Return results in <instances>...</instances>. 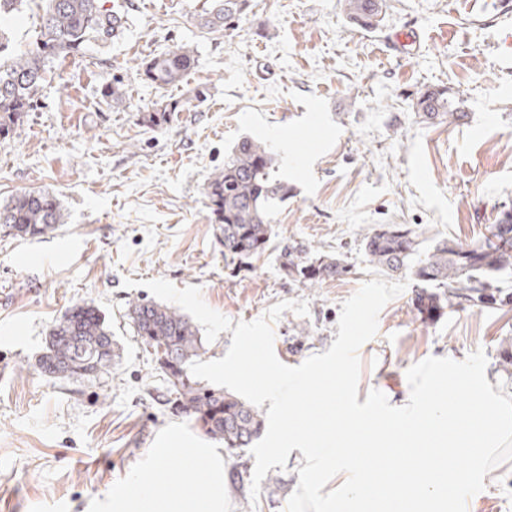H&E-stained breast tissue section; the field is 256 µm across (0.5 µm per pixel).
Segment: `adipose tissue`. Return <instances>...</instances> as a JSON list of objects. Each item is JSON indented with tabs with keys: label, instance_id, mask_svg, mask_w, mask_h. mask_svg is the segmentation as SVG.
Instances as JSON below:
<instances>
[{
	"label": "adipose tissue",
	"instance_id": "adipose-tissue-1",
	"mask_svg": "<svg viewBox=\"0 0 512 512\" xmlns=\"http://www.w3.org/2000/svg\"><path fill=\"white\" fill-rule=\"evenodd\" d=\"M184 461V476L179 489L158 495L167 477V459ZM207 481H199L200 472ZM224 458L212 448H186L179 438L166 447L156 448L150 462L142 467L124 489L112 496V512H228Z\"/></svg>",
	"mask_w": 512,
	"mask_h": 512
}]
</instances>
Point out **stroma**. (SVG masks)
Masks as SVG:
<instances>
[{
	"instance_id": "35a3bbf8",
	"label": "stroma",
	"mask_w": 512,
	"mask_h": 512,
	"mask_svg": "<svg viewBox=\"0 0 512 512\" xmlns=\"http://www.w3.org/2000/svg\"><path fill=\"white\" fill-rule=\"evenodd\" d=\"M127 23L112 44L56 60L35 111L0 140V203L47 189L63 223L46 237L0 232V512H112V492L150 449L176 436L216 442L166 405L154 356L124 319L145 281L200 287L234 322L276 303L274 351L288 366L329 349L343 302L377 273L361 239L379 224L433 237L482 241L512 211V0H386L376 28L347 17L343 0H250L233 30L201 33L203 0H109ZM180 44L197 62L176 87L157 89L135 62ZM120 79L115 107L102 86ZM445 86L464 124H427L413 109L421 89ZM206 92L192 112L158 130L139 109ZM266 143L290 192L273 215L268 250L225 262L203 187L237 143ZM341 253L349 271L309 287L281 269L285 248ZM135 280L124 288L125 279ZM414 288L390 301L358 351L359 400L370 390L406 399V371L429 357L487 356L486 378L512 391V297L443 309L421 320ZM104 312L121 356L110 373L60 382L37 360L49 326L72 304ZM229 512H285L304 458L273 467L251 499L254 457L225 452ZM475 495L469 512H512V461Z\"/></svg>"
}]
</instances>
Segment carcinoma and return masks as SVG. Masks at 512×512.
<instances>
[{
  "instance_id": "cac0c4a2",
  "label": "carcinoma",
  "mask_w": 512,
  "mask_h": 512,
  "mask_svg": "<svg viewBox=\"0 0 512 512\" xmlns=\"http://www.w3.org/2000/svg\"><path fill=\"white\" fill-rule=\"evenodd\" d=\"M40 4L39 30L33 45L21 52L10 48L0 30V138H7L24 124L36 107V96L46 81L48 64L79 53L91 42L110 43L124 32L125 14L105 7V0H0V18ZM384 0H344L349 19L371 28L382 20ZM249 8V0H207L198 14V26L207 34L235 27ZM196 51L177 46L145 59L139 68L143 79L164 89L179 83L194 67ZM204 101L195 89L181 101L156 104L142 110L141 122L159 129L174 112H184L192 102ZM448 88H428L416 101V111L426 123L458 122L462 112L450 109ZM273 154L257 140L240 141L224 158L204 188V204L224 256L258 258L273 234V205L288 198V184L272 178ZM62 223L58 197L48 190L20 193L0 205V227L19 237L46 236ZM366 261L388 275L410 273L417 291L419 313L432 319L442 306L430 289H448V303L464 306L485 302L496 287L492 274L512 270V221L490 227L476 243L448 236L422 238L407 224H381L362 240ZM286 275L304 285L339 277L347 271L341 254H321L305 261L294 248L284 254ZM140 341L153 349L171 395L168 403L189 418L205 436L224 443L229 450L249 447L265 426L262 412L221 388L208 387L189 375L190 364L202 349L199 329L178 309L132 299L126 304ZM117 357L112 330L105 314L92 302H77L50 326L40 371L56 379L95 378L112 368Z\"/></svg>"
}]
</instances>
